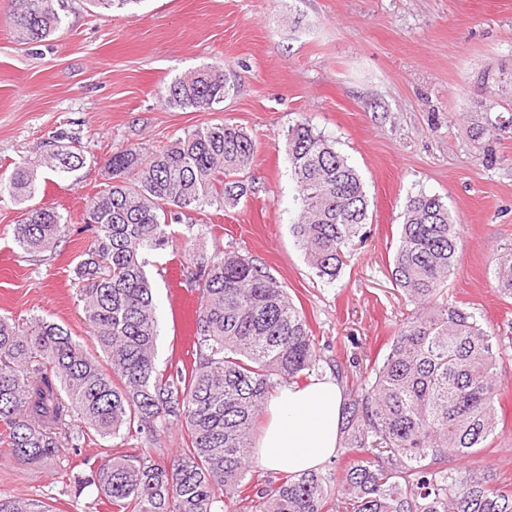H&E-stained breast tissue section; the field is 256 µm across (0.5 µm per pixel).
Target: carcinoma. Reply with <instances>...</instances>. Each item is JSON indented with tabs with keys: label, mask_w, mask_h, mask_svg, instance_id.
Segmentation results:
<instances>
[{
	"label": "carcinoma",
	"mask_w": 512,
	"mask_h": 512,
	"mask_svg": "<svg viewBox=\"0 0 512 512\" xmlns=\"http://www.w3.org/2000/svg\"><path fill=\"white\" fill-rule=\"evenodd\" d=\"M66 0H16L12 30L22 44L60 31ZM230 86L221 64L176 77L165 105L206 111ZM298 188L293 237L319 278L333 282L346 245L367 224L364 184L333 141L306 122L288 131ZM43 166L61 177L83 165L80 132L44 142ZM253 140L220 122L159 149L129 146L106 162L104 188L89 198L90 244L77 265L79 297L105 361L62 326L0 317V443L25 464L101 439L155 440L176 423L183 446L167 466L133 450L110 455L81 479L109 512H512V494L448 475L494 433L501 386L499 344L476 317L444 298L459 259V233L436 195L409 197L393 258L394 284L416 310L388 343L361 392L344 404L345 447L372 458L346 473L341 498L317 473L283 474L275 486L243 482L251 472L252 429L279 380L310 376L321 352L303 313L256 260L234 250L193 253L181 284L199 293L190 361L155 364L157 308L144 255L173 241L189 212L236 207L248 195ZM35 167L14 164L0 197L23 208L13 239L29 254L68 232L53 207L33 206ZM496 288L512 298V252L495 259ZM0 512H50L37 499L2 498Z\"/></svg>",
	"instance_id": "1"
}]
</instances>
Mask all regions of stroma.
I'll return each mask as SVG.
<instances>
[{
    "mask_svg": "<svg viewBox=\"0 0 512 512\" xmlns=\"http://www.w3.org/2000/svg\"><path fill=\"white\" fill-rule=\"evenodd\" d=\"M14 3L0 0V168L40 164L44 141L60 127L80 131L85 163L35 198L69 220L51 251L17 247L21 213L0 200L1 316L43 317L93 347L76 266L91 239L86 202L108 178L106 160L207 124L242 127L256 148L251 190L237 207L197 215L192 249H233L264 264L306 315L323 356L319 374L337 375L344 393L371 377L412 309L391 276L408 198L422 192L448 205L460 247L448 298L505 339L498 427L448 471L512 493V299L494 279L495 257L512 249V128L473 135L489 110L478 77L512 72V0H142L112 13L67 0L61 30L35 45L14 39ZM216 62L234 87L223 103L209 111L163 103L172 79ZM301 120L334 141L369 203L366 238L349 244L332 283L316 276L290 229L298 192L286 136ZM188 252L146 256L161 370L190 347L198 295L175 276ZM127 449L97 438L24 465L0 446V496L39 499L52 512H106L94 489L76 491L74 478Z\"/></svg>",
    "mask_w": 512,
    "mask_h": 512,
    "instance_id": "1",
    "label": "stroma"
}]
</instances>
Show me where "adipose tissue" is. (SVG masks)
Masks as SVG:
<instances>
[{
	"instance_id": "ef3b65f1",
	"label": "adipose tissue",
	"mask_w": 512,
	"mask_h": 512,
	"mask_svg": "<svg viewBox=\"0 0 512 512\" xmlns=\"http://www.w3.org/2000/svg\"><path fill=\"white\" fill-rule=\"evenodd\" d=\"M344 395L329 374L271 396L269 419L254 451L265 467L288 474L318 469L338 450Z\"/></svg>"
}]
</instances>
